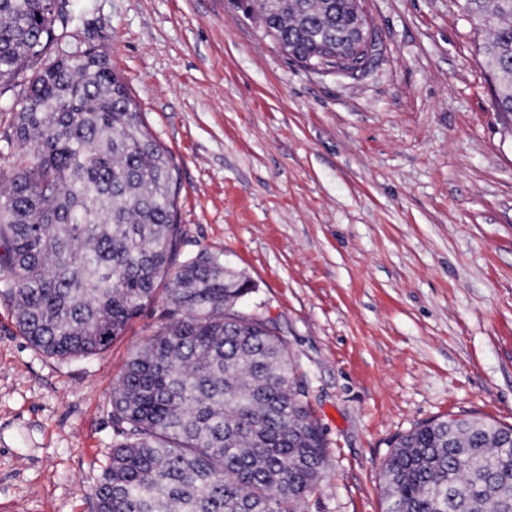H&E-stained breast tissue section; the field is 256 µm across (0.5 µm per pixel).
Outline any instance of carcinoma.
I'll list each match as a JSON object with an SVG mask.
<instances>
[{"instance_id":"cac0c4a2","label":"carcinoma","mask_w":512,"mask_h":512,"mask_svg":"<svg viewBox=\"0 0 512 512\" xmlns=\"http://www.w3.org/2000/svg\"><path fill=\"white\" fill-rule=\"evenodd\" d=\"M305 68L345 74L325 40L348 0H252ZM494 107L512 115V0H462ZM66 0H0L7 144L25 152L0 190V295L49 356L106 350L167 281L166 322L110 400L122 426L94 512H304L326 465L288 345L240 310L250 282L199 253L177 260L169 151L106 52L78 38ZM385 512H512V425L427 421L384 467Z\"/></svg>"}]
</instances>
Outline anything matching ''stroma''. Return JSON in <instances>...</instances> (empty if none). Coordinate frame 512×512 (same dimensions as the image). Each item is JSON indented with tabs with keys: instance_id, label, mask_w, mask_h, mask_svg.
Here are the masks:
<instances>
[{
	"instance_id": "stroma-1",
	"label": "stroma",
	"mask_w": 512,
	"mask_h": 512,
	"mask_svg": "<svg viewBox=\"0 0 512 512\" xmlns=\"http://www.w3.org/2000/svg\"><path fill=\"white\" fill-rule=\"evenodd\" d=\"M171 153L180 257L254 285L325 442L307 512H384L418 424H512V123L462 0H362L358 78L291 60L238 0H69ZM165 290L102 353L61 360L0 298V512H93L109 398Z\"/></svg>"
}]
</instances>
